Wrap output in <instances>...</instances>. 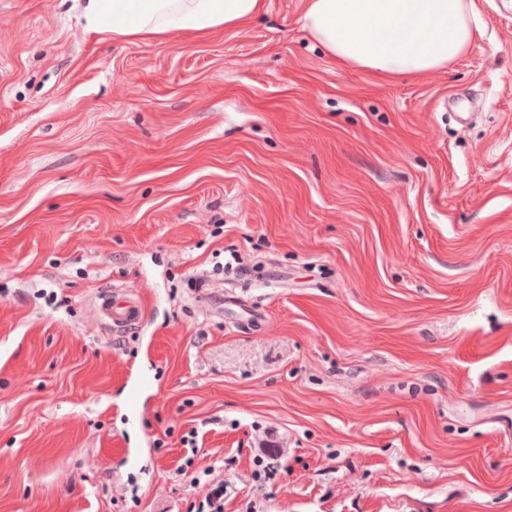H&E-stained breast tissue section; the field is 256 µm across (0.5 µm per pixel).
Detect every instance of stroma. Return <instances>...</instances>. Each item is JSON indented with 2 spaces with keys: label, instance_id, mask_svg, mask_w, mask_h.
Masks as SVG:
<instances>
[{
  "label": "stroma",
  "instance_id": "1",
  "mask_svg": "<svg viewBox=\"0 0 512 512\" xmlns=\"http://www.w3.org/2000/svg\"><path fill=\"white\" fill-rule=\"evenodd\" d=\"M473 4L404 76L305 0L131 38L0 0V512H188L192 429L224 512H512V0ZM94 307L114 329H126L135 326L144 317L143 305L133 294L119 295L112 288L101 292Z\"/></svg>",
  "mask_w": 512,
  "mask_h": 512
}]
</instances>
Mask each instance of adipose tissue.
I'll return each instance as SVG.
<instances>
[{
  "mask_svg": "<svg viewBox=\"0 0 512 512\" xmlns=\"http://www.w3.org/2000/svg\"><path fill=\"white\" fill-rule=\"evenodd\" d=\"M81 3L87 29L116 37L231 28L264 6V0ZM304 21L333 61L395 75L446 67L482 33L470 0H307Z\"/></svg>",
  "mask_w": 512,
  "mask_h": 512,
  "instance_id": "1",
  "label": "adipose tissue"
}]
</instances>
